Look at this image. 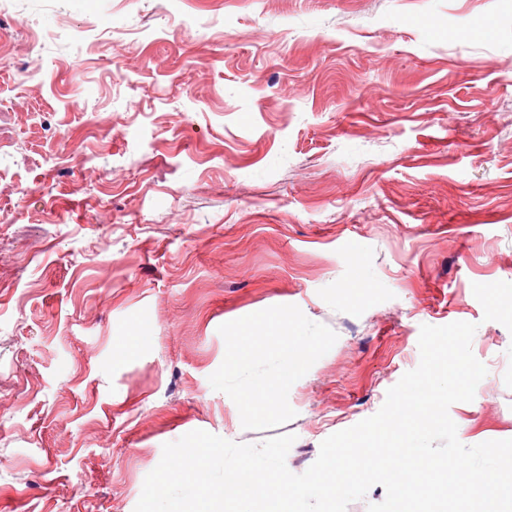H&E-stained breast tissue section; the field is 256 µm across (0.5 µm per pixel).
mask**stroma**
Here are the masks:
<instances>
[{"label":"stroma","instance_id":"1","mask_svg":"<svg viewBox=\"0 0 512 512\" xmlns=\"http://www.w3.org/2000/svg\"><path fill=\"white\" fill-rule=\"evenodd\" d=\"M510 284L512 0L0 17V508L134 512L194 430L294 435L304 473L418 366L424 324L477 326L460 442L512 439ZM284 342L302 369L252 417Z\"/></svg>","mask_w":512,"mask_h":512}]
</instances>
